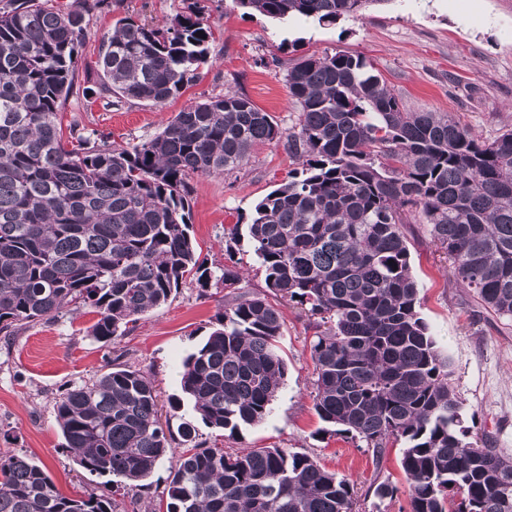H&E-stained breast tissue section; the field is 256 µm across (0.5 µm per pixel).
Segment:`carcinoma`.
Instances as JSON below:
<instances>
[{"instance_id": "obj_1", "label": "carcinoma", "mask_w": 512, "mask_h": 512, "mask_svg": "<svg viewBox=\"0 0 512 512\" xmlns=\"http://www.w3.org/2000/svg\"><path fill=\"white\" fill-rule=\"evenodd\" d=\"M272 20L363 17L386 0H233ZM56 0L0 3V333L94 309L110 343L167 303L188 276L214 274L190 233V179L224 176L253 149L286 140L299 166L247 224L268 290L302 309L312 332V400L325 433L381 462L403 443L409 512H512V457L458 427L448 359L419 316L404 226H428L453 277L481 307L512 320V130L485 140L446 112H411L361 55L308 56L286 68L297 124L282 130L238 91L192 101L161 132L116 147L59 115L71 97L157 108L211 64L214 33L198 2L162 22L116 21L99 46V80L76 84L85 16ZM284 321L265 294L233 292L178 370L207 426L262 422L287 364ZM62 449L91 475L138 487L166 457V512H356L350 483L307 453L229 452L184 421L163 428L155 381L112 367L56 401ZM183 446L176 452L173 443ZM0 512H117L115 498H69L22 453L0 455Z\"/></svg>"}]
</instances>
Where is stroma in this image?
<instances>
[{"mask_svg":"<svg viewBox=\"0 0 512 512\" xmlns=\"http://www.w3.org/2000/svg\"><path fill=\"white\" fill-rule=\"evenodd\" d=\"M200 3L215 40L212 63L196 84L162 108L135 104L108 112L100 103L72 98L64 120L80 116L112 145L129 147L153 137L189 102L236 90L288 129L298 111L284 72L258 65V58L292 63L312 54L346 51L371 60L410 111L450 113L487 140L512 129V0H388L362 18L328 26L313 20L274 21L235 7L232 0ZM183 7V0H111L108 8L86 19L78 81L95 78L100 40L118 18L133 14L158 21ZM294 169L282 141L257 148L237 173L190 181L191 234L201 256L215 271L231 258L244 260L242 290L266 293L265 274L249 254L247 238H240L232 254L225 250V238L234 225L247 224L258 200L288 182ZM404 233L420 288L419 312L449 361L461 401V426L470 435L492 438L512 455V321L489 315L470 290L455 283L426 225H406ZM225 294L224 288L202 289L195 278H188L165 305L140 316L126 336L109 346L88 336L98 319L88 307L54 323L0 335V453L22 452L44 464L65 496L100 492V479L62 451L64 439L56 421L59 391L93 381L112 362L149 372L160 402L180 395L176 368L205 341ZM278 308L285 321L280 346L288 371L271 413L260 424L235 433L198 425L199 440L228 451L279 447L308 453L353 485L359 512H399L407 504L400 444H390L378 462L357 441L321 434L311 396L306 319L295 304L282 302ZM174 463L166 458L145 487L119 491L118 512L159 507ZM375 481L397 485L396 499L382 503L370 495Z\"/></svg>","mask_w":512,"mask_h":512,"instance_id":"stroma-1","label":"stroma"}]
</instances>
